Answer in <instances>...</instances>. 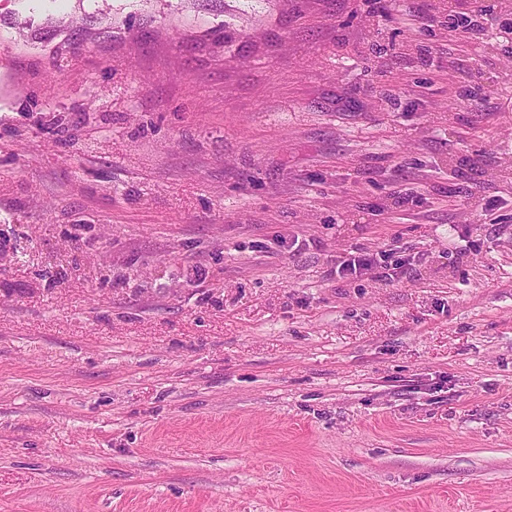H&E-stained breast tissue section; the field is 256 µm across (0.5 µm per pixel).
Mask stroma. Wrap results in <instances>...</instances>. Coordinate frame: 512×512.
<instances>
[{"mask_svg": "<svg viewBox=\"0 0 512 512\" xmlns=\"http://www.w3.org/2000/svg\"><path fill=\"white\" fill-rule=\"evenodd\" d=\"M0 512H512V0H0Z\"/></svg>", "mask_w": 512, "mask_h": 512, "instance_id": "1", "label": "stroma"}]
</instances>
